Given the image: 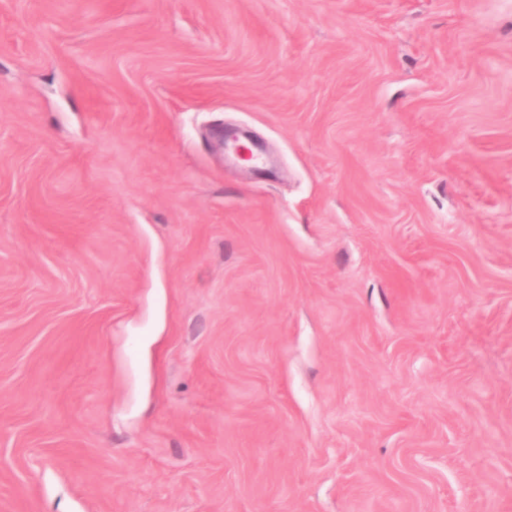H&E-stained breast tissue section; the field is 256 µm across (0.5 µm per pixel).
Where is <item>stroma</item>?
I'll list each match as a JSON object with an SVG mask.
<instances>
[{
  "instance_id": "obj_1",
  "label": "stroma",
  "mask_w": 512,
  "mask_h": 512,
  "mask_svg": "<svg viewBox=\"0 0 512 512\" xmlns=\"http://www.w3.org/2000/svg\"><path fill=\"white\" fill-rule=\"evenodd\" d=\"M0 512H512V0H0Z\"/></svg>"
}]
</instances>
